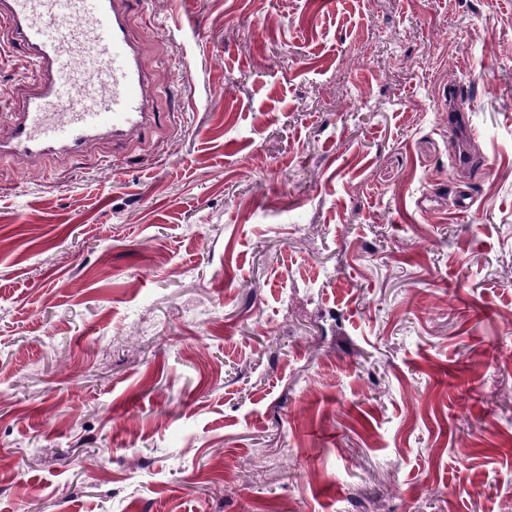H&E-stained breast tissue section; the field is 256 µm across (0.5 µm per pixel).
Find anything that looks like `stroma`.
Masks as SVG:
<instances>
[{"mask_svg": "<svg viewBox=\"0 0 512 512\" xmlns=\"http://www.w3.org/2000/svg\"><path fill=\"white\" fill-rule=\"evenodd\" d=\"M132 23L175 125L0 160V512H512V0Z\"/></svg>", "mask_w": 512, "mask_h": 512, "instance_id": "obj_1", "label": "stroma"}]
</instances>
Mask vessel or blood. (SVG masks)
<instances>
[{
    "label": "vessel or blood",
    "instance_id": "vessel-or-blood-1",
    "mask_svg": "<svg viewBox=\"0 0 512 512\" xmlns=\"http://www.w3.org/2000/svg\"><path fill=\"white\" fill-rule=\"evenodd\" d=\"M142 0H0V47L30 63L6 110L0 159L37 165L98 141L126 143L158 117L151 69L132 34Z\"/></svg>",
    "mask_w": 512,
    "mask_h": 512
}]
</instances>
